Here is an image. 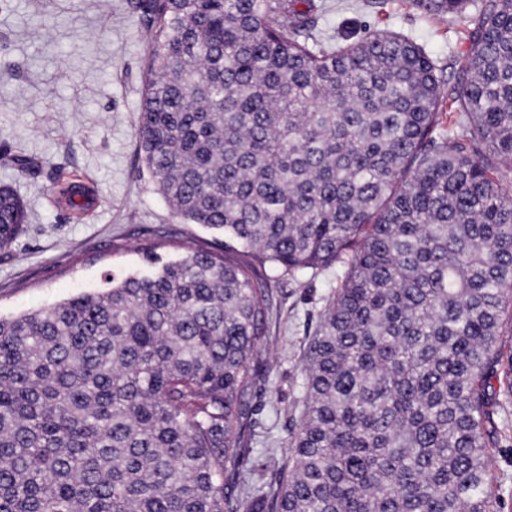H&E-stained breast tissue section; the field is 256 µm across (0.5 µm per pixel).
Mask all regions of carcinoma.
Masks as SVG:
<instances>
[{"mask_svg":"<svg viewBox=\"0 0 512 512\" xmlns=\"http://www.w3.org/2000/svg\"><path fill=\"white\" fill-rule=\"evenodd\" d=\"M464 19L471 0H409ZM137 135L172 209L224 235L0 318V512H241L271 281L345 268L304 356L288 462L246 512H496L512 439V0L456 86L325 0H138ZM27 218L0 187V247ZM269 265L259 276L239 256ZM494 486L498 489L501 512H512V442L498 448L493 466Z\"/></svg>","mask_w":512,"mask_h":512,"instance_id":"carcinoma-1","label":"carcinoma"}]
</instances>
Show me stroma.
<instances>
[{
  "mask_svg": "<svg viewBox=\"0 0 512 512\" xmlns=\"http://www.w3.org/2000/svg\"><path fill=\"white\" fill-rule=\"evenodd\" d=\"M316 32L344 26L357 35L394 30L427 45L453 78L469 49L457 18L437 20L408 0H326ZM147 43L131 0H0V186L26 203L28 220L0 250V316L45 309L100 290L105 276L147 269L139 247L166 230L179 246H220L222 235L187 223L170 208L143 166L137 125L145 86ZM30 161L27 170L11 164ZM74 185L85 206L60 196ZM342 269L314 278L280 277L272 290L264 377L250 400L248 452L240 469L250 486L274 481L287 462L300 416L303 355L334 295Z\"/></svg>",
  "mask_w": 512,
  "mask_h": 512,
  "instance_id": "stroma-1",
  "label": "stroma"
}]
</instances>
